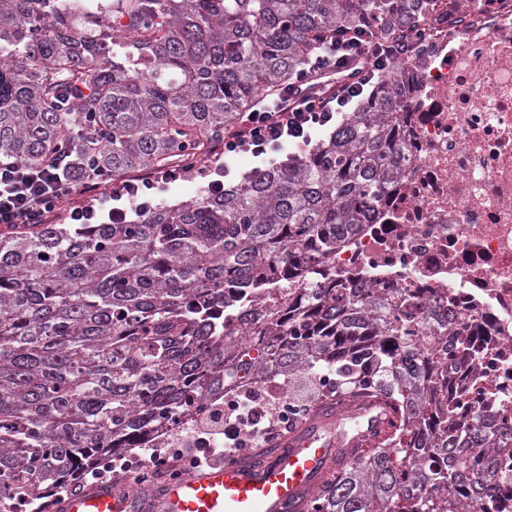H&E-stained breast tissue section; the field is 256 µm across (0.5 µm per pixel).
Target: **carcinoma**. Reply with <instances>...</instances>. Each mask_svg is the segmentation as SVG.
I'll use <instances>...</instances> for the list:
<instances>
[{
  "instance_id": "carcinoma-1",
  "label": "carcinoma",
  "mask_w": 512,
  "mask_h": 512,
  "mask_svg": "<svg viewBox=\"0 0 512 512\" xmlns=\"http://www.w3.org/2000/svg\"><path fill=\"white\" fill-rule=\"evenodd\" d=\"M378 14L380 32L363 28ZM387 0H0V154L114 180L210 157L220 135L307 68L338 30L398 41ZM66 86L84 89L66 103ZM395 88L368 82L328 137L222 194L162 204L125 224L0 230V512H16L131 445L233 373L314 379L324 402L384 398L397 420L305 512H485L512 501L449 394L468 353L433 352L399 299L300 288L360 229L398 175ZM273 302L254 307L260 291ZM230 310L221 320L214 308ZM257 325V356L226 340ZM454 311H431L442 336Z\"/></svg>"
}]
</instances>
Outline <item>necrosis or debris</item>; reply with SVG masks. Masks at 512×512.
<instances>
[{"mask_svg": "<svg viewBox=\"0 0 512 512\" xmlns=\"http://www.w3.org/2000/svg\"><path fill=\"white\" fill-rule=\"evenodd\" d=\"M383 87L402 107L399 177L312 288L352 283L447 307L472 332L451 381L471 412L512 431V0H448L405 18Z\"/></svg>", "mask_w": 512, "mask_h": 512, "instance_id": "4bbe7bcc", "label": "necrosis or debris"}]
</instances>
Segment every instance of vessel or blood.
<instances>
[{"mask_svg": "<svg viewBox=\"0 0 512 512\" xmlns=\"http://www.w3.org/2000/svg\"><path fill=\"white\" fill-rule=\"evenodd\" d=\"M393 418L384 399L320 406L308 420L251 457L229 458L148 492L116 480L68 494L59 512H304L314 493L356 450L383 439Z\"/></svg>", "mask_w": 512, "mask_h": 512, "instance_id": "vessel-or-blood-1", "label": "vessel or blood"}]
</instances>
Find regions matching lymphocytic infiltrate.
Instances as JSON below:
<instances>
[{
	"mask_svg": "<svg viewBox=\"0 0 512 512\" xmlns=\"http://www.w3.org/2000/svg\"><path fill=\"white\" fill-rule=\"evenodd\" d=\"M403 50L401 43L373 44L359 33L340 32L323 43L311 70L300 71L274 101H259L243 116L238 129L224 133L209 169L207 191H223L222 176L239 155L264 161L287 144H308L313 134L335 120L355 97V90L348 84L327 87L313 96L302 95L311 73L359 64L369 76L384 70ZM197 175L194 168L174 167L130 180L81 174L67 180L52 167H25L0 158V226L46 224L61 209L74 224H96L104 216L111 223L122 224L128 208L149 212L160 191ZM76 196L81 197V204H73ZM320 388V381L314 380L293 385L279 398L268 400L251 393L210 409L191 426L176 430L151 448L149 456L154 465L139 469L136 483L163 481L166 460L172 455L181 460L183 469L199 468L287 433L308 414L310 396Z\"/></svg>",
	"mask_w": 512,
	"mask_h": 512,
	"instance_id": "1",
	"label": "lymphocytic infiltrate"
}]
</instances>
